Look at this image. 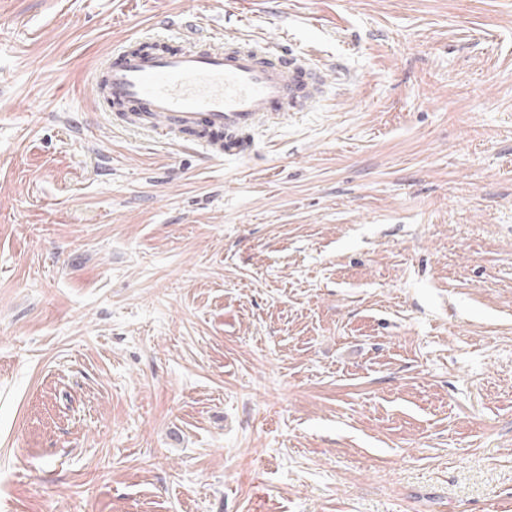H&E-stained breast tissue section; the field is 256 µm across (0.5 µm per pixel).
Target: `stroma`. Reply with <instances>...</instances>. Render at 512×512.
<instances>
[{"mask_svg":"<svg viewBox=\"0 0 512 512\" xmlns=\"http://www.w3.org/2000/svg\"><path fill=\"white\" fill-rule=\"evenodd\" d=\"M136 37L320 100L124 130ZM0 512H512V0H0Z\"/></svg>","mask_w":512,"mask_h":512,"instance_id":"1","label":"stroma"}]
</instances>
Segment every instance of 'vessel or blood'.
Returning a JSON list of instances; mask_svg holds the SVG:
<instances>
[{"instance_id":"obj_1","label":"vessel or blood","mask_w":512,"mask_h":512,"mask_svg":"<svg viewBox=\"0 0 512 512\" xmlns=\"http://www.w3.org/2000/svg\"><path fill=\"white\" fill-rule=\"evenodd\" d=\"M92 78L106 102L128 107L140 124L192 133L212 157L247 151L243 133L278 112H301L318 100L321 75L304 55L261 48L188 47L174 53L128 46Z\"/></svg>"}]
</instances>
